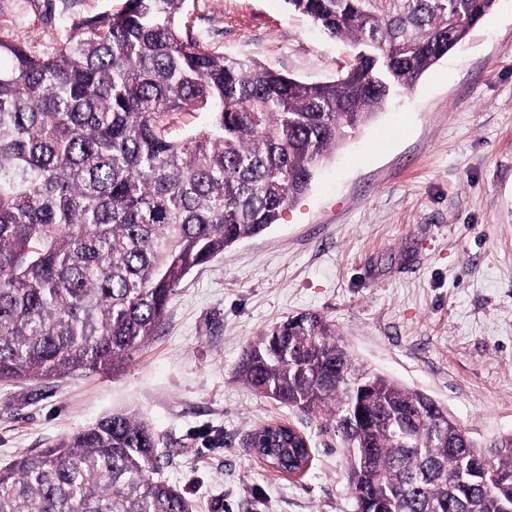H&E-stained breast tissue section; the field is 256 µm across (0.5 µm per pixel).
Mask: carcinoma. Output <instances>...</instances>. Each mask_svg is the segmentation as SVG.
<instances>
[{
    "mask_svg": "<svg viewBox=\"0 0 512 512\" xmlns=\"http://www.w3.org/2000/svg\"><path fill=\"white\" fill-rule=\"evenodd\" d=\"M186 0H121L48 55L0 38V382L121 367L197 267L278 223L314 169L462 44L496 0H285L355 49L308 83L217 54ZM207 114L204 129L181 117ZM358 363L316 313L277 323L238 374L322 416L346 450L353 512H512V433L479 443L428 394ZM278 473L311 462L262 430ZM157 438L115 411L0 466V512H192Z\"/></svg>",
    "mask_w": 512,
    "mask_h": 512,
    "instance_id": "1",
    "label": "carcinoma"
}]
</instances>
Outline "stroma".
<instances>
[{"label": "stroma", "mask_w": 512, "mask_h": 512, "mask_svg": "<svg viewBox=\"0 0 512 512\" xmlns=\"http://www.w3.org/2000/svg\"><path fill=\"white\" fill-rule=\"evenodd\" d=\"M117 2L0 0V34L43 55L74 18ZM185 23L218 53L309 82L354 59L285 0H189ZM307 312L470 438L512 432V0L346 140L278 224L194 270L119 370L0 383V463L126 410L153 428L161 473L194 512H352L321 418L237 373L265 330ZM271 423L309 438L305 473H276L249 448Z\"/></svg>", "instance_id": "35a3bbf8"}]
</instances>
